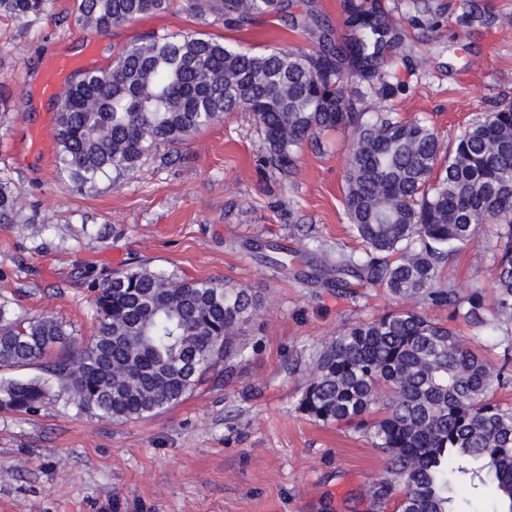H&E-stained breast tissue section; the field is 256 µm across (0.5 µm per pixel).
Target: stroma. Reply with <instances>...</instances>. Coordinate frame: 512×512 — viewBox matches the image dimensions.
Listing matches in <instances>:
<instances>
[{"instance_id":"obj_1","label":"stroma","mask_w":512,"mask_h":512,"mask_svg":"<svg viewBox=\"0 0 512 512\" xmlns=\"http://www.w3.org/2000/svg\"><path fill=\"white\" fill-rule=\"evenodd\" d=\"M404 17L403 40L384 51L401 84L365 106L419 119L451 141L496 103L512 99V0H474L486 23H461L462 0H375ZM73 0H53L27 27L0 16V178L19 187L25 220L0 224V303L47 314L87 341L96 331L87 284L147 265L257 291L263 307L240 338L246 357L230 379L192 392L159 415L112 422L56 403L34 413L0 412V512H372L370 485L385 459L365 434L328 427L296 409L314 349L344 324L396 307L386 291L338 295L300 279L320 248L364 249L345 216L351 138L341 131L304 144L298 170L265 161L252 114L232 112L182 144L160 150L120 183L79 190L58 172V104L41 82L58 52L84 69L155 32L209 34L261 53L307 51L315 36L273 18L236 28L188 13L183 0L101 34L78 26ZM295 250L294 274L266 254ZM491 262L467 247L442 271L444 287L482 289L493 302Z\"/></svg>"}]
</instances>
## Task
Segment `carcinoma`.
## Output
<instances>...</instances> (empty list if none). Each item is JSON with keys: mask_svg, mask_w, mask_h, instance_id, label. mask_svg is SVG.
Here are the masks:
<instances>
[{"mask_svg": "<svg viewBox=\"0 0 512 512\" xmlns=\"http://www.w3.org/2000/svg\"><path fill=\"white\" fill-rule=\"evenodd\" d=\"M172 0H74L76 22L100 33ZM51 0H0V15L27 26ZM299 0H187L186 10L239 27L268 16L292 28L320 27ZM351 35L342 47L313 53L240 50L204 33H153L118 53L111 68L70 84L56 116L57 159L77 189L139 170L161 149L186 141L229 112L252 113L268 156L283 174L303 144L336 129L349 132L345 176L355 254L321 250L340 294L384 288L415 302L343 325L312 356L296 409L324 426L362 431L385 456L369 490L374 507L398 512H466L465 491L489 488L493 512H512V406L494 398L509 382L512 343L503 359L480 344L512 324V102L504 101L445 144L420 120L365 112L367 94L398 89L384 69L387 43L401 40V19L346 5ZM351 65L352 73L345 71ZM359 86L348 89L349 77ZM26 206L0 179V224ZM494 264V309L483 291L441 286L449 257L479 245ZM98 322L85 344L50 315L19 314L0 303V370L38 365L30 378L0 376V411L28 413L48 402L96 419L129 422L163 413L243 354L236 342L259 309V294L218 278L190 280L175 270L127 268L91 286ZM446 306L470 328L465 339L432 320Z\"/></svg>", "mask_w": 512, "mask_h": 512, "instance_id": "obj_1", "label": "carcinoma"}]
</instances>
